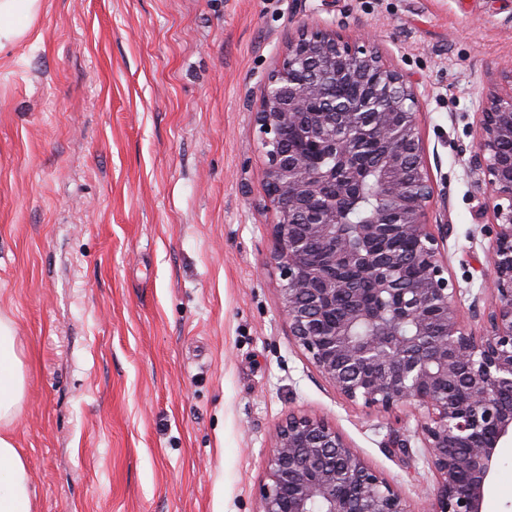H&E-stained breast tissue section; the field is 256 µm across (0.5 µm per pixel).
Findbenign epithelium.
Returning a JSON list of instances; mask_svg holds the SVG:
<instances>
[{
  "instance_id": "1",
  "label": "benign epithelium",
  "mask_w": 512,
  "mask_h": 512,
  "mask_svg": "<svg viewBox=\"0 0 512 512\" xmlns=\"http://www.w3.org/2000/svg\"><path fill=\"white\" fill-rule=\"evenodd\" d=\"M339 80L366 84V95L328 97ZM420 115L416 82L375 47L324 29L290 40L254 112L267 135L272 260L291 336L337 393L414 412L436 478L427 512H483L497 448L512 439V403L501 401L512 396V69L483 93L469 161L492 199L476 218L489 211L494 226L477 333L458 314L448 225L429 222L435 187ZM369 134L387 144L374 166L378 210L348 234L342 216L363 183L357 138ZM387 214L412 252L376 247ZM268 479L259 512H409L335 427L305 414L276 428Z\"/></svg>"
}]
</instances>
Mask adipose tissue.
I'll return each instance as SVG.
<instances>
[{
	"label": "adipose tissue",
	"mask_w": 512,
	"mask_h": 512,
	"mask_svg": "<svg viewBox=\"0 0 512 512\" xmlns=\"http://www.w3.org/2000/svg\"><path fill=\"white\" fill-rule=\"evenodd\" d=\"M43 0H0V53L38 41ZM26 393L23 352L13 323L0 318V512H36L30 465L20 453L12 427Z\"/></svg>",
	"instance_id": "adipose-tissue-1"
}]
</instances>
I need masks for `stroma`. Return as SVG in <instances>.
Segmentation results:
<instances>
[{
  "instance_id": "1",
  "label": "stroma",
  "mask_w": 512,
  "mask_h": 512,
  "mask_svg": "<svg viewBox=\"0 0 512 512\" xmlns=\"http://www.w3.org/2000/svg\"><path fill=\"white\" fill-rule=\"evenodd\" d=\"M37 26L0 54V314L38 512H258L292 412L427 512L415 416L346 401L290 334L254 112L301 27L375 39L417 81L430 220L479 329L493 235L469 160L512 0H44ZM497 454L483 512H512V440Z\"/></svg>"
}]
</instances>
